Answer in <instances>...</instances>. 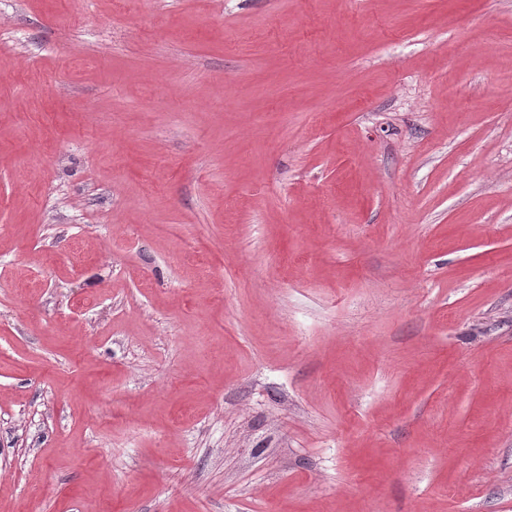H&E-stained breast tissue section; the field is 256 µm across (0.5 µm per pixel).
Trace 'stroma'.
I'll return each instance as SVG.
<instances>
[{"label": "stroma", "instance_id": "stroma-1", "mask_svg": "<svg viewBox=\"0 0 512 512\" xmlns=\"http://www.w3.org/2000/svg\"><path fill=\"white\" fill-rule=\"evenodd\" d=\"M0 512H512V0H0Z\"/></svg>", "mask_w": 512, "mask_h": 512}]
</instances>
